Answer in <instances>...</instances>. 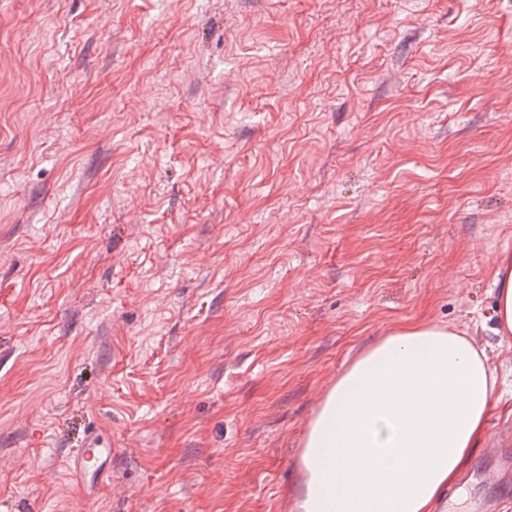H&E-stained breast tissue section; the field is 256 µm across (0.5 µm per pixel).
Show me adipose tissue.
<instances>
[{
	"label": "adipose tissue",
	"instance_id": "obj_1",
	"mask_svg": "<svg viewBox=\"0 0 512 512\" xmlns=\"http://www.w3.org/2000/svg\"><path fill=\"white\" fill-rule=\"evenodd\" d=\"M494 332L512 335V252L495 262ZM485 351L429 323L395 329L337 379L310 422L298 512H436L494 406Z\"/></svg>",
	"mask_w": 512,
	"mask_h": 512
}]
</instances>
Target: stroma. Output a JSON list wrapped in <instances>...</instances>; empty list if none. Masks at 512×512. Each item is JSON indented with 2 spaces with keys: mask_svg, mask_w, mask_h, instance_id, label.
Segmentation results:
<instances>
[{
  "mask_svg": "<svg viewBox=\"0 0 512 512\" xmlns=\"http://www.w3.org/2000/svg\"><path fill=\"white\" fill-rule=\"evenodd\" d=\"M505 249L512 0H0V512H293L326 392L413 322L512 428ZM501 469L436 512H512ZM496 326L494 333L499 336L512 335V252L504 250L495 262ZM82 448L75 449L67 465L75 477L90 486L108 478L111 472L112 448H106L99 432L88 430L83 438Z\"/></svg>",
  "mask_w": 512,
  "mask_h": 512,
  "instance_id": "35a3bbf8",
  "label": "stroma"
}]
</instances>
